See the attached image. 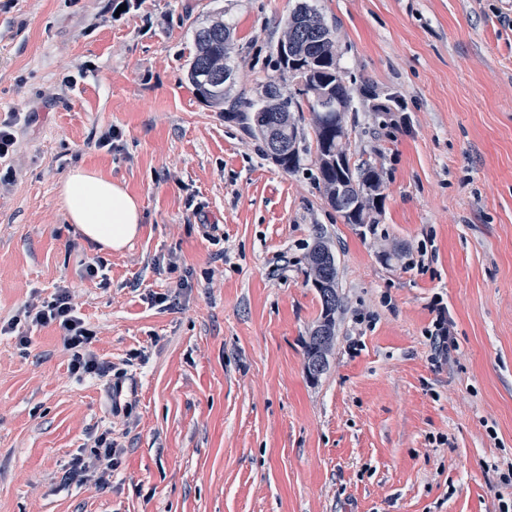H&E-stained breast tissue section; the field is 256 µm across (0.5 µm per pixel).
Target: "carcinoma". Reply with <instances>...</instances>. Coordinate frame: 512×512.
<instances>
[{
	"instance_id": "1",
	"label": "carcinoma",
	"mask_w": 512,
	"mask_h": 512,
	"mask_svg": "<svg viewBox=\"0 0 512 512\" xmlns=\"http://www.w3.org/2000/svg\"><path fill=\"white\" fill-rule=\"evenodd\" d=\"M304 19L319 30V35L296 41L290 52L277 51L279 63L283 70L303 82L305 95L312 97L310 109L318 170L327 198H332L336 183L343 181L350 185V192L361 198V203L354 213L344 214L342 218L347 224H366L379 200L380 177L366 163L357 167L348 163L340 170L332 163L338 154L347 157L343 137L336 136V126L352 109L351 97L337 67L333 31L313 7L300 3L293 9L285 21L283 39H288L291 28ZM230 35L231 28L219 19L195 32L196 53L189 63L188 79L205 102L214 106L227 105L225 116L238 121L248 132H258L264 144L267 140L263 124L271 119L273 111H278L285 128L290 130L291 139V152L281 158L280 166L291 172L300 164L301 136L298 127L289 122L288 102L270 101L266 97L265 91L276 87V84L268 82L255 99H230L224 93V85L231 77L226 63ZM308 260L322 302V319L306 346L307 366L311 367L327 362L335 336V314L340 306V297L336 262L329 247L322 241L318 242L310 251Z\"/></svg>"
}]
</instances>
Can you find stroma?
I'll use <instances>...</instances> for the list:
<instances>
[{
	"label": "stroma",
	"mask_w": 512,
	"mask_h": 512,
	"mask_svg": "<svg viewBox=\"0 0 512 512\" xmlns=\"http://www.w3.org/2000/svg\"><path fill=\"white\" fill-rule=\"evenodd\" d=\"M308 2L334 28L350 161L380 175L370 224L328 203L308 105L287 172L187 79L220 9L228 94L297 99L276 54L297 0H0V122L24 115L0 160V322L69 287L122 374L115 413L56 326L0 335V512H512V0ZM111 127L118 149L96 148ZM77 166L139 199L124 250L65 222ZM319 238L341 306L313 379ZM107 427V484L62 485Z\"/></svg>",
	"instance_id": "1"
}]
</instances>
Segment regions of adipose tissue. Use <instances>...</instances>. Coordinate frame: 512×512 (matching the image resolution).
<instances>
[{
  "label": "adipose tissue",
  "mask_w": 512,
  "mask_h": 512,
  "mask_svg": "<svg viewBox=\"0 0 512 512\" xmlns=\"http://www.w3.org/2000/svg\"><path fill=\"white\" fill-rule=\"evenodd\" d=\"M59 198L67 223L101 248L123 250L139 233V200L97 172L72 169L59 184Z\"/></svg>",
  "instance_id": "1"
}]
</instances>
